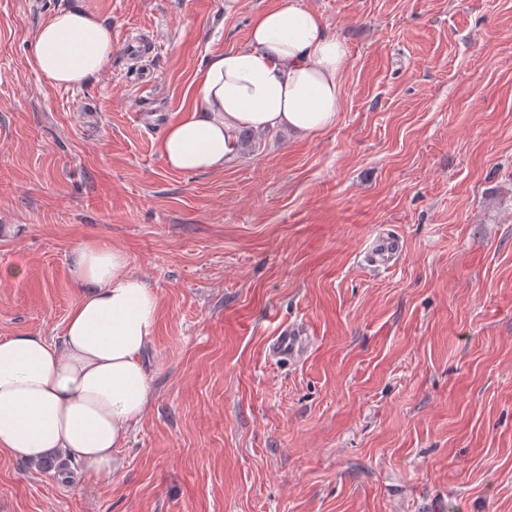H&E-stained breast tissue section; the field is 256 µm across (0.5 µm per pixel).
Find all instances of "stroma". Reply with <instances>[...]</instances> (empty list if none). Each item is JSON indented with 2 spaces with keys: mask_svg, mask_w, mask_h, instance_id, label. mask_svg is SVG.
<instances>
[{
  "mask_svg": "<svg viewBox=\"0 0 512 512\" xmlns=\"http://www.w3.org/2000/svg\"><path fill=\"white\" fill-rule=\"evenodd\" d=\"M277 2L0 0V337L60 342L96 237L160 298L111 479L1 452L0 512H512V0H300L347 48L335 126L170 170L205 61ZM73 3L114 46L76 88L30 64ZM382 233L401 257L367 266ZM305 338L298 329L282 328L268 343L269 356L279 361L291 362L303 352Z\"/></svg>",
  "mask_w": 512,
  "mask_h": 512,
  "instance_id": "1",
  "label": "stroma"
}]
</instances>
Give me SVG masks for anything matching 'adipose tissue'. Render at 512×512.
<instances>
[{"mask_svg":"<svg viewBox=\"0 0 512 512\" xmlns=\"http://www.w3.org/2000/svg\"><path fill=\"white\" fill-rule=\"evenodd\" d=\"M112 59V29L66 7L35 32L31 64L52 84L81 86ZM344 42L299 0L259 13L246 47L205 63L193 103L156 143L184 173L223 170L242 129H288L310 137L334 127L342 107ZM80 300L61 344L21 334L0 338V453L38 462L57 452L112 476L115 449L142 419L153 394L142 355L157 331L159 298L106 237L76 249Z\"/></svg>","mask_w":512,"mask_h":512,"instance_id":"obj_1","label":"adipose tissue"}]
</instances>
